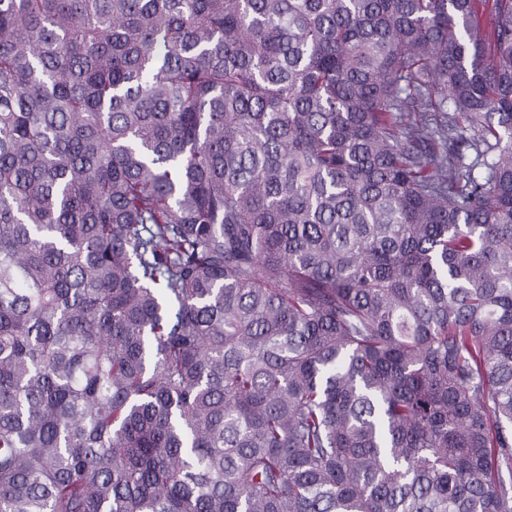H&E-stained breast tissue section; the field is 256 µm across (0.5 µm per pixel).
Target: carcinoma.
Here are the masks:
<instances>
[{
  "label": "carcinoma",
  "instance_id": "obj_1",
  "mask_svg": "<svg viewBox=\"0 0 512 512\" xmlns=\"http://www.w3.org/2000/svg\"><path fill=\"white\" fill-rule=\"evenodd\" d=\"M0 0V512H512V0Z\"/></svg>",
  "mask_w": 512,
  "mask_h": 512
}]
</instances>
